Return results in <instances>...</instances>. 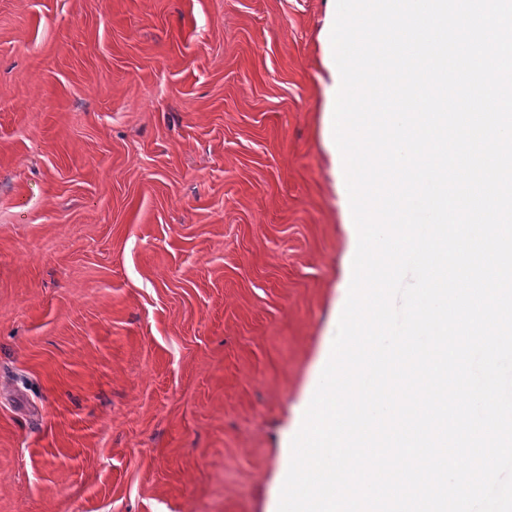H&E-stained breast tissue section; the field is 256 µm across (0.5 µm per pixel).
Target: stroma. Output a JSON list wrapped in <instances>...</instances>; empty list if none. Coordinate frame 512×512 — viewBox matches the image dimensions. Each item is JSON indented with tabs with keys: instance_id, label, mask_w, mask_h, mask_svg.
Wrapping results in <instances>:
<instances>
[{
	"instance_id": "stroma-1",
	"label": "stroma",
	"mask_w": 512,
	"mask_h": 512,
	"mask_svg": "<svg viewBox=\"0 0 512 512\" xmlns=\"http://www.w3.org/2000/svg\"><path fill=\"white\" fill-rule=\"evenodd\" d=\"M335 0H0V512H277L356 227Z\"/></svg>"
}]
</instances>
